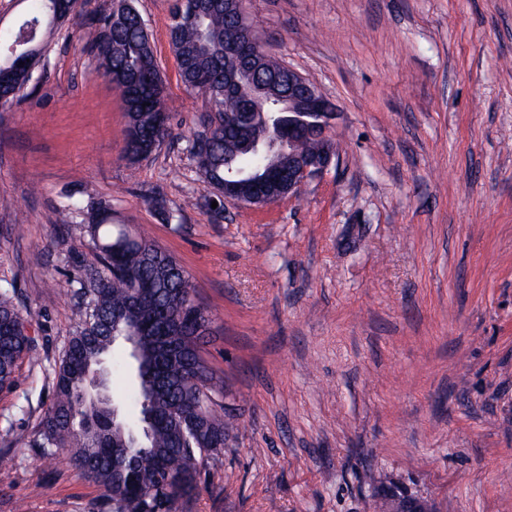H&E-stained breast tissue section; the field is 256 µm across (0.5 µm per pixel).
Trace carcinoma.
I'll use <instances>...</instances> for the list:
<instances>
[{
  "label": "carcinoma",
  "instance_id": "cac0c4a2",
  "mask_svg": "<svg viewBox=\"0 0 512 512\" xmlns=\"http://www.w3.org/2000/svg\"><path fill=\"white\" fill-rule=\"evenodd\" d=\"M27 2V17L0 32V44L25 39L27 23L41 32L54 25L49 0ZM97 23L100 66L125 103V154L138 162L166 135L157 126L158 118L170 119L163 79L135 0H114L112 12ZM228 24L222 3L198 24L181 18L177 4L169 37L185 89L203 94L211 105L187 144L198 173L217 192L224 178L233 177L241 195L252 198L268 169H288V154L256 151L269 130L242 115L249 82L242 80L240 96L224 90L241 69L240 59L224 44ZM260 69L270 84L265 100L270 108L288 91V70L272 58L260 59ZM33 80L32 71H0V86L20 92ZM66 217L85 222L99 265L73 262L77 325L55 368V400L31 446L44 458L65 460L92 481L112 512L147 507L155 512L175 495L184 510L197 491L198 468L205 456L224 449L228 429L212 400L224 395V380L203 365L197 344L198 326H208L210 316L177 260L152 239L112 223L110 204L73 196ZM32 346L14 287L0 285V391L13 386L18 363ZM117 350L122 353L117 369L127 375L132 393L122 399L109 394L97 430L88 431L75 413L72 394L82 387L88 366L110 362Z\"/></svg>",
  "mask_w": 512,
  "mask_h": 512
}]
</instances>
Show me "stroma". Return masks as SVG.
Listing matches in <instances>:
<instances>
[{
    "instance_id": "35a3bbf8",
    "label": "stroma",
    "mask_w": 512,
    "mask_h": 512,
    "mask_svg": "<svg viewBox=\"0 0 512 512\" xmlns=\"http://www.w3.org/2000/svg\"><path fill=\"white\" fill-rule=\"evenodd\" d=\"M173 0H136L169 134L124 155L119 93L79 0L37 79L0 111V284L35 351L0 392V512H112L29 440L75 330L71 264L97 261L69 195L108 202L187 271L199 342L236 427L189 512H374L379 487L436 512H512V0H246L270 52L334 103L339 155L296 197L204 205L185 150Z\"/></svg>"
}]
</instances>
